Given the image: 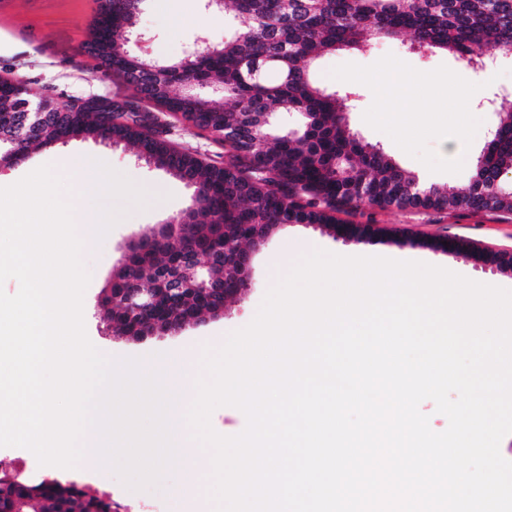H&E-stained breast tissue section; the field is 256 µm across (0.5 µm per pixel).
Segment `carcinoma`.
I'll list each match as a JSON object with an SVG mask.
<instances>
[{
    "instance_id": "cac0c4a2",
    "label": "carcinoma",
    "mask_w": 512,
    "mask_h": 512,
    "mask_svg": "<svg viewBox=\"0 0 512 512\" xmlns=\"http://www.w3.org/2000/svg\"><path fill=\"white\" fill-rule=\"evenodd\" d=\"M127 0H105L93 19V36L82 46L112 54L110 76L132 94L107 105L96 101L60 104L59 122L34 138L14 137L12 117L0 112V167L25 158L33 148H51L63 138L112 136L145 162L192 184L200 207L189 216L187 242L209 263L214 283L244 280L232 252L218 257L208 247L240 244L241 216L251 232L265 237L285 224H317L332 231L336 214L362 205L382 209L487 210L512 215V100L498 101L494 133L472 165L463 192L437 185L419 195L417 175L380 146L364 141L348 122L347 106L361 99L352 82L329 88L314 77L317 59L345 49L367 51L378 40H395L421 56L443 51L478 74L490 51L512 52V0H226L233 35L221 46L204 45L179 60L160 64L130 47L139 15ZM146 67L164 75V89L149 93L134 81ZM221 86L224 102L201 96L188 79ZM289 113L296 127L278 130L273 117ZM189 129L222 135L224 162L203 160L168 138L167 118ZM176 255L168 246L130 248L128 263L102 289L107 329L138 338L167 332L203 314L224 311L229 296L202 295L188 286L191 267L180 269L186 291L161 280ZM149 290L152 306L130 316L113 297L131 284ZM110 512L104 498L55 479L31 483L0 477V512Z\"/></svg>"
}]
</instances>
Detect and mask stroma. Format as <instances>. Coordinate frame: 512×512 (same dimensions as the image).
I'll return each mask as SVG.
<instances>
[{"label":"stroma","mask_w":512,"mask_h":512,"mask_svg":"<svg viewBox=\"0 0 512 512\" xmlns=\"http://www.w3.org/2000/svg\"><path fill=\"white\" fill-rule=\"evenodd\" d=\"M97 8L98 0H0V73L7 72L18 79L34 99L65 102L92 96H127V85L103 75L96 61L80 51L89 38ZM139 27L153 37L145 48L146 55L159 61L180 58L185 47L198 37H205L208 44L219 45L232 34L223 17L203 11L200 0H146L139 16ZM388 54L422 72L444 65L466 80L474 78L473 73L453 57L425 58L397 43H379L365 52L324 56L317 63V75L327 84L331 81L330 71L338 65L368 66ZM372 102V91H365L358 109L348 114L351 128L366 141L382 145L403 168L418 170L419 160L406 154L388 135L364 122L363 112ZM79 156L104 160L135 185H154L162 192L161 203L157 206H140L127 199L111 200L110 205L120 213V220L95 249L82 254L83 263L91 274L83 297L87 336L100 352L112 358L149 360L185 350L197 361L203 348H220L231 332L252 321L269 286L284 275L289 248L294 243L303 255L316 248L335 254L355 250L396 255L429 264H453L471 280L512 289V271H501L468 255L451 254L428 245L432 239L461 238L481 248L512 250V215L459 209L362 207L340 214V222L374 224L384 228L383 236L373 241H345L333 238L313 224L279 227L252 251V286L245 295L229 301L224 314L202 316L173 333H157L141 339L115 336L107 331L103 320L104 311L99 302L102 289L111 280L128 244L157 231L170 216L184 209L193 189L169 173L137 160L132 148L110 147L93 140H73L30 151L19 164L0 169V184L12 185L47 165L61 178L65 197L74 199L75 178L66 162ZM181 473V467H174L159 486L140 491L127 489L109 470L92 479L79 466L64 472L54 466H41L36 477L41 480L48 475L62 474L67 481L81 486L88 480H95L110 489L115 512H181L179 504L170 496L181 480Z\"/></svg>","instance_id":"35a3bbf8"}]
</instances>
